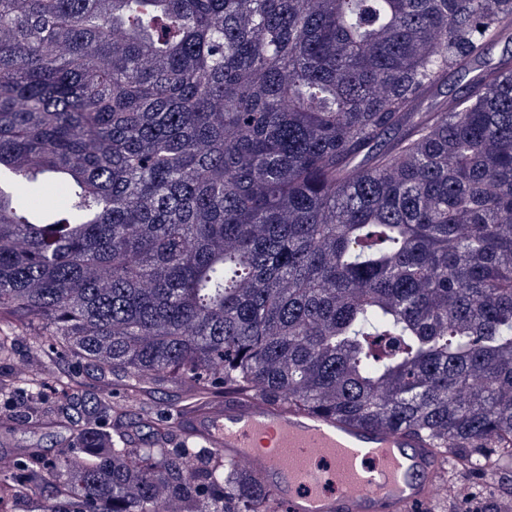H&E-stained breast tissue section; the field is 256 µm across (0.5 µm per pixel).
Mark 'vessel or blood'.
I'll return each mask as SVG.
<instances>
[{
	"instance_id": "b4317fda",
	"label": "vessel or blood",
	"mask_w": 512,
	"mask_h": 512,
	"mask_svg": "<svg viewBox=\"0 0 512 512\" xmlns=\"http://www.w3.org/2000/svg\"><path fill=\"white\" fill-rule=\"evenodd\" d=\"M176 423L244 466L283 512H422L446 488L442 454L409 431L231 392Z\"/></svg>"
}]
</instances>
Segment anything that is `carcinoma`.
<instances>
[{
	"mask_svg": "<svg viewBox=\"0 0 512 512\" xmlns=\"http://www.w3.org/2000/svg\"><path fill=\"white\" fill-rule=\"evenodd\" d=\"M512 0H0V314L98 367L27 512H279L169 412L234 390L512 466ZM453 71L464 90L441 94ZM152 440L139 446L138 430ZM144 386L146 390L151 391L162 412L175 403L183 393V388L170 380L152 381L145 383Z\"/></svg>",
	"mask_w": 512,
	"mask_h": 512,
	"instance_id": "obj_1",
	"label": "carcinoma"
}]
</instances>
